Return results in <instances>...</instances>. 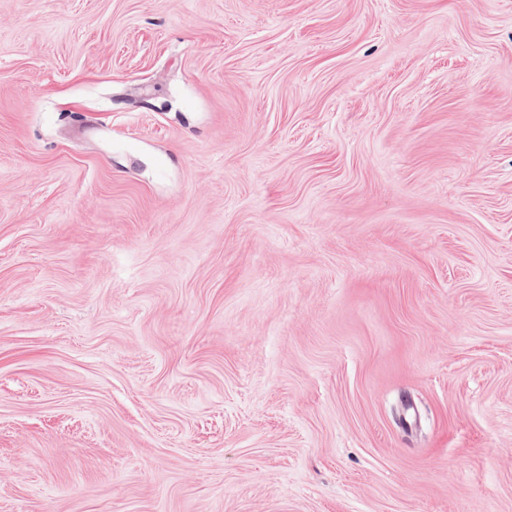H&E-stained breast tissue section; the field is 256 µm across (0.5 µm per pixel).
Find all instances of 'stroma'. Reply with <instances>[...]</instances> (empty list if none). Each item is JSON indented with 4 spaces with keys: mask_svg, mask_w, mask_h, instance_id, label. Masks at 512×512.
<instances>
[{
    "mask_svg": "<svg viewBox=\"0 0 512 512\" xmlns=\"http://www.w3.org/2000/svg\"><path fill=\"white\" fill-rule=\"evenodd\" d=\"M0 512H512V0H0Z\"/></svg>",
    "mask_w": 512,
    "mask_h": 512,
    "instance_id": "35a3bbf8",
    "label": "stroma"
}]
</instances>
